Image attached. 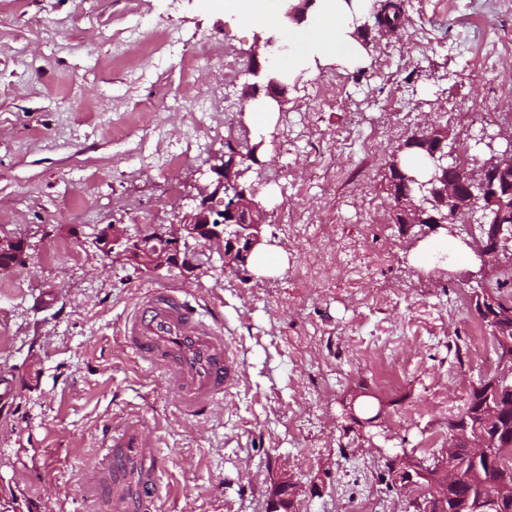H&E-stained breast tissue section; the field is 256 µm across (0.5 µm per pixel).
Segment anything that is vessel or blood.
<instances>
[{
  "instance_id": "1",
  "label": "vessel or blood",
  "mask_w": 512,
  "mask_h": 512,
  "mask_svg": "<svg viewBox=\"0 0 512 512\" xmlns=\"http://www.w3.org/2000/svg\"><path fill=\"white\" fill-rule=\"evenodd\" d=\"M124 347L158 372L180 410L196 417L220 402L242 379L223 327L173 288L144 292L121 329ZM100 456L83 485L100 512H160V456L137 417L98 438Z\"/></svg>"
}]
</instances>
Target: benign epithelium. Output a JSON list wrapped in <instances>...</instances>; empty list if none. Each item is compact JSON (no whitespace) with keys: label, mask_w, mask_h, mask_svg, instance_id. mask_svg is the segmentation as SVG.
<instances>
[{"label":"benign epithelium","mask_w":512,"mask_h":512,"mask_svg":"<svg viewBox=\"0 0 512 512\" xmlns=\"http://www.w3.org/2000/svg\"><path fill=\"white\" fill-rule=\"evenodd\" d=\"M424 143L425 157L431 164V175L419 182L402 171L398 152L391 154L395 174L388 176L390 212L397 224L415 227L433 224L446 234L459 239L473 249L480 270L478 275L466 278L483 285L486 267L498 251L500 242L512 237V125L486 133L480 139L488 151L489 159L468 170L458 163L456 141L449 140L448 130L435 125L426 126L415 135ZM244 170L220 172L214 192L234 187L229 205L215 210L209 205L212 193L208 188L199 192L200 201L177 224H158L138 236L128 235L120 224H107L97 233V244L104 257L112 253L122 256L135 270L153 272L180 270L191 272L197 267V246L219 244L224 256V269L239 270L249 256L263 242L259 204L256 189L238 183ZM30 243L24 238L0 239V275L10 273L26 258ZM497 335L504 341L502 376L494 381L488 393L494 402L479 410V426L465 433L455 431L448 436V447L441 451L433 466L428 467L407 453L389 458L392 480L397 486L411 487L419 480L431 478L436 483L456 487L468 480L459 454L465 444L475 459L489 456L488 449L512 447V429L505 426L512 415V316L501 318ZM306 487L294 479L283 476L268 499L266 512H295V503ZM512 499V473L506 471L493 489L478 490L466 497L465 512H498L499 505ZM445 497L434 495L425 499H412L407 508L414 512H442Z\"/></svg>","instance_id":"benign-epithelium-1"}]
</instances>
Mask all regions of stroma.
Listing matches in <instances>:
<instances>
[{
    "instance_id": "stroma-1",
    "label": "stroma",
    "mask_w": 512,
    "mask_h": 512,
    "mask_svg": "<svg viewBox=\"0 0 512 512\" xmlns=\"http://www.w3.org/2000/svg\"><path fill=\"white\" fill-rule=\"evenodd\" d=\"M404 10V29L369 27L361 64L295 79L260 139L244 119L247 85L266 84L258 31L219 0H0V236L34 245L0 276V494L21 512H94L81 474L103 426L133 413L159 447L160 512H265L284 473L307 488L299 512H352L371 490L380 512H402L383 455L439 454L450 415L496 368L473 361L492 344L471 283L410 262L420 240L391 220L385 165L429 124L469 142L512 123V0ZM169 33L175 44L159 47ZM201 38L230 47L234 69L198 57L188 85L178 60ZM193 136L196 161L162 167ZM259 140L244 179L286 267L235 274L214 245L188 278L104 263L97 227L174 222ZM161 286L221 320L243 366L200 417L121 343L141 291ZM361 383L383 410L358 428L341 402Z\"/></svg>"
}]
</instances>
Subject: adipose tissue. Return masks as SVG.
<instances>
[{"mask_svg":"<svg viewBox=\"0 0 512 512\" xmlns=\"http://www.w3.org/2000/svg\"><path fill=\"white\" fill-rule=\"evenodd\" d=\"M223 6L249 25L273 26L287 41V57L269 71L277 80L331 65L351 68L367 55L358 24L363 0H312L297 20L279 16L273 0H224Z\"/></svg>","mask_w":512,"mask_h":512,"instance_id":"adipose-tissue-1","label":"adipose tissue"}]
</instances>
